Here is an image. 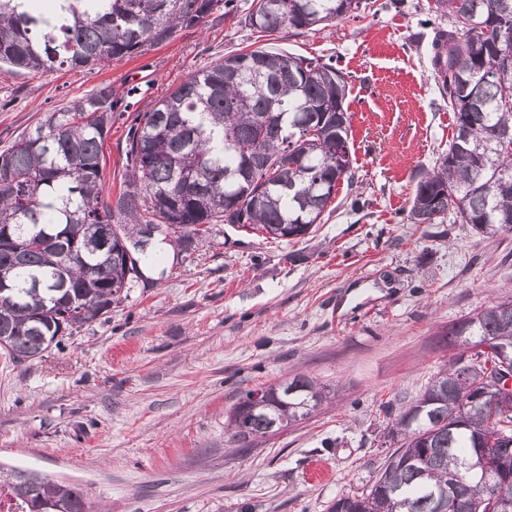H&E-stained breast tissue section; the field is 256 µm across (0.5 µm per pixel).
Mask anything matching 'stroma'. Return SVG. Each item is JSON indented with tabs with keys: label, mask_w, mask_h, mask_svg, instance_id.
Masks as SVG:
<instances>
[{
	"label": "stroma",
	"mask_w": 512,
	"mask_h": 512,
	"mask_svg": "<svg viewBox=\"0 0 512 512\" xmlns=\"http://www.w3.org/2000/svg\"><path fill=\"white\" fill-rule=\"evenodd\" d=\"M319 31L259 36L252 0L94 69L0 66V149L42 114L111 85L122 116L102 148L107 195L124 177L130 118L232 51L268 45L333 59L350 83L351 189L302 239L213 225L191 248L157 244L108 318L37 361L0 354V464L87 486L108 512H328L370 486L389 451L381 421L448 359V325L512 286V233L411 224L413 190L454 132L431 67L429 0ZM305 374L335 397L245 447L224 422L245 393ZM329 476L308 481L315 463Z\"/></svg>",
	"instance_id": "stroma-1"
}]
</instances>
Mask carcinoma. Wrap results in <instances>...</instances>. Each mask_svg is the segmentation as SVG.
<instances>
[{
  "mask_svg": "<svg viewBox=\"0 0 512 512\" xmlns=\"http://www.w3.org/2000/svg\"><path fill=\"white\" fill-rule=\"evenodd\" d=\"M65 15L18 10L0 0V64L18 71L92 68L138 56L194 28L232 0H70ZM372 0H252L244 24L259 33L316 31L358 18ZM448 18L432 42L431 65L455 132L417 182L407 220L454 221L493 235L512 231V0H435ZM348 81L333 64L273 47L228 54L138 112L127 132L126 173L115 201L103 199L101 145L122 113L112 85L70 100L0 151V350L40 360L63 337L112 312L139 275L124 248L144 252L146 229L191 247L212 224H237L270 238L312 233L342 183L353 184ZM258 158L242 188L245 156ZM112 225V249L97 244ZM497 337L512 347V293L459 319L444 335L456 350L384 437L395 449L369 490L343 495L329 512H488L479 484L485 452L511 476L512 405L486 392ZM269 385L276 410L229 409L240 440L295 423L327 398L296 375ZM0 512H92L88 491L38 471L0 466Z\"/></svg>",
  "mask_w": 512,
  "mask_h": 512,
  "instance_id": "carcinoma-1",
  "label": "carcinoma"
}]
</instances>
